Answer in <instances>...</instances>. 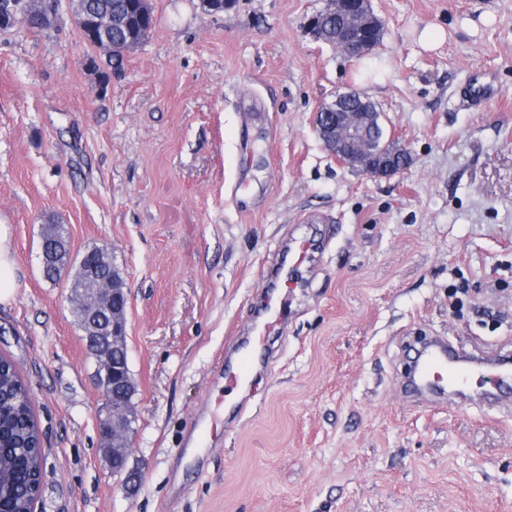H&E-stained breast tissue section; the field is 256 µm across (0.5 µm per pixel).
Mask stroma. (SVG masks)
Wrapping results in <instances>:
<instances>
[{
  "label": "stroma",
  "mask_w": 512,
  "mask_h": 512,
  "mask_svg": "<svg viewBox=\"0 0 512 512\" xmlns=\"http://www.w3.org/2000/svg\"><path fill=\"white\" fill-rule=\"evenodd\" d=\"M150 5L151 33L114 69L67 5L49 28L0 31V224L19 269L0 355L42 431L34 512H512V411L478 377L462 408L401 387L404 337L512 349V0H372L383 37L359 59L308 34L324 0ZM429 27L445 36L426 48ZM477 78L493 103L464 102ZM349 90L376 103L405 169L370 176L325 148L313 114ZM49 223L123 273L133 486L99 448L71 276H42ZM302 236L327 245L293 273L244 418L189 449L268 268Z\"/></svg>",
  "instance_id": "stroma-1"
}]
</instances>
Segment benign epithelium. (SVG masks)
<instances>
[{
	"instance_id": "obj_1",
	"label": "benign epithelium",
	"mask_w": 512,
	"mask_h": 512,
	"mask_svg": "<svg viewBox=\"0 0 512 512\" xmlns=\"http://www.w3.org/2000/svg\"><path fill=\"white\" fill-rule=\"evenodd\" d=\"M341 11L347 13V34L334 47L350 57L370 54L379 45L383 30L370 0H326L322 9V13L329 16ZM361 99L363 96L359 93L350 91L323 105L314 118L315 131L340 164L373 176L395 174L407 165L408 152L399 147L390 157L376 161L374 144L383 138L381 112L364 110ZM96 290L101 300L112 303L109 326L112 341L123 339L126 335L124 289L114 276L110 281L99 283ZM100 352L103 376L98 386L104 412L99 422L100 439L108 444L112 457L127 460L131 455L132 426L126 407V367L111 359L106 348H100Z\"/></svg>"
}]
</instances>
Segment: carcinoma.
I'll return each instance as SVG.
<instances>
[{
    "instance_id": "cac0c4a2",
    "label": "carcinoma",
    "mask_w": 512,
    "mask_h": 512,
    "mask_svg": "<svg viewBox=\"0 0 512 512\" xmlns=\"http://www.w3.org/2000/svg\"><path fill=\"white\" fill-rule=\"evenodd\" d=\"M7 7L28 17V24L45 7H35L31 0H0ZM89 14L107 19L112 52L108 59L122 57L120 49L128 40H138L150 31L152 11L148 0H83ZM89 262L95 267V277L87 276L77 265L72 288L84 295L85 302L95 300L92 284L99 276H112L113 261L102 248L90 250ZM0 487L6 491L4 512H32L44 464V450L38 422L31 403L29 386L18 373L13 361L0 357Z\"/></svg>"
}]
</instances>
